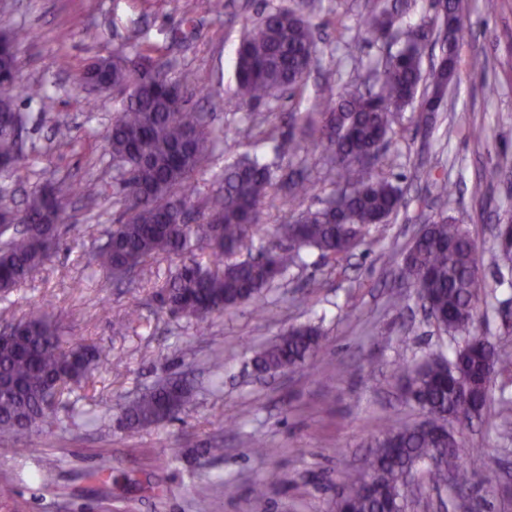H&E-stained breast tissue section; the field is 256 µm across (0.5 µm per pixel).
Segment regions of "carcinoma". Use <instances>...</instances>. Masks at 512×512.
Returning <instances> with one entry per match:
<instances>
[{"mask_svg": "<svg viewBox=\"0 0 512 512\" xmlns=\"http://www.w3.org/2000/svg\"><path fill=\"white\" fill-rule=\"evenodd\" d=\"M180 15L171 28L173 41L192 36L197 0H172ZM322 0H306L303 10L289 6L271 9L246 29L235 54V90L225 105L257 110L285 95H300L304 75L319 56L312 18ZM462 0H446L448 21L440 31L449 51L448 64L429 72L422 68L428 32L405 41L384 63L371 61L366 70L380 71L367 90L347 82L338 97H328L322 109L303 117L292 116V130L270 136L278 156L297 157L320 152L329 171L344 188L321 202L288 216L276 230L279 241L265 249L260 260L226 262L245 240L261 229L260 205L275 202L271 190L279 179L278 167L258 155L246 154L224 167L219 187L208 199L202 223H181L190 209L191 182L214 152L219 134L210 117L186 107L187 92H202L205 79L191 70L178 79L153 67L152 54L162 48L137 46L138 61L116 53L97 58L83 72L85 84L112 89L125 96L124 108L101 134L112 155L116 202L124 220L106 228L107 240L89 251L88 264L115 276H124L158 256L190 258L182 263L157 292L160 307L170 315L203 321L241 304L262 307L264 292L290 268L302 263L300 250L314 248L324 257L350 253L370 232L404 205L402 188L380 176L376 165L381 149L393 143L400 112L415 104L425 115L436 111L457 68ZM399 9L394 3L373 8L363 19L365 41L389 42L396 31ZM18 29L0 36V84L8 95L0 98V170L10 171L18 155L19 139L11 127L22 130L30 117L15 111L18 96L44 97L43 88L18 81L15 46L28 39ZM372 157L368 167L355 161ZM83 197L78 184L67 189L33 191L20 209L26 229L20 231L0 213V293L8 294L28 280L48 255L62 243L59 225L69 223V197ZM208 248L212 260L204 265L195 252ZM477 247L469 230L444 216L424 225L422 236L407 250L400 275L418 295L432 303L438 328L462 335L453 358L432 353L415 366L397 365L389 378L424 415L418 424H393L369 442L366 469L349 475L334 501L335 512H407L405 489L421 467L436 490L461 495L469 486L470 471L463 463L464 449L450 428L469 408L484 412L489 387L497 371L512 370V350L492 341L478 347L474 340L477 300L489 283L481 275ZM0 332V445L14 444L25 433L47 423L54 408L73 387L96 370L117 367L112 348L86 344L67 336L54 309L38 307ZM322 333L313 325L292 326L256 352L262 372L295 367L318 354ZM190 389L171 381L124 406L125 419L138 429L175 416L188 404Z\"/></svg>", "mask_w": 512, "mask_h": 512, "instance_id": "obj_1", "label": "carcinoma"}]
</instances>
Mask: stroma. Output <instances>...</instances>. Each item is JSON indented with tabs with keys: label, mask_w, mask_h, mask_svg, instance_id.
Returning <instances> with one entry per match:
<instances>
[{
	"label": "stroma",
	"mask_w": 512,
	"mask_h": 512,
	"mask_svg": "<svg viewBox=\"0 0 512 512\" xmlns=\"http://www.w3.org/2000/svg\"><path fill=\"white\" fill-rule=\"evenodd\" d=\"M222 2L215 9L201 0L194 39L157 59L168 77L190 68L209 78L207 91L187 102L211 112L221 136L196 177L198 211L225 166L254 152L275 157L263 131H287L290 113L316 111L353 77L358 61L386 54L359 33L368 0H323L315 19L320 61L303 95L271 103L254 124L241 112H214L211 103L235 87L233 61L246 24L283 0ZM177 21L171 0H0V31L30 33L17 48L20 81L47 85L50 95L17 102L18 111L37 120L21 134L12 173L0 175V201L18 210L31 191L62 181L89 192L74 204L62 245L33 279L0 296V325L48 304L70 336L110 346L123 364L117 372H94L64 397L47 424L21 438L24 455L0 447V512H333L336 491L362 465L368 441L393 421L423 418L389 380L391 364L448 355L456 346L398 276L414 236L439 213L469 229L491 285L479 301L477 332L512 348V269L501 266L493 239L494 225L512 217V0H498L493 12L484 0H467L445 107L426 127L417 113L402 112L377 171L403 188L405 207L345 260L306 251L303 265L266 291L265 312L243 304L200 324L170 316L155 299L177 259L149 260L129 283L87 262L92 237L122 216L108 198L115 190L112 160L100 135L123 98L82 89L83 68L117 52L135 58L137 43L163 42ZM84 25L98 29V40H84ZM477 53L487 60L485 70L470 67ZM63 55L65 68L58 64ZM490 85L495 94H487ZM475 126L484 127L485 139L471 138ZM278 160L281 174L313 185L294 209L318 207L335 190L320 155ZM492 169L499 177L485 196L472 195ZM443 181L453 189L445 200L437 195ZM133 304L141 319L130 326L116 313ZM308 323L324 333L317 357L271 376L254 372L261 346ZM217 356L224 359L219 369L212 366ZM171 377L189 382L190 404L174 418L129 429L122 406ZM461 438L474 473L471 489L447 511L426 479H418L408 490L407 512H512V372L495 374L487 413L462 427ZM257 439L275 448V456L259 455L252 446ZM212 448L221 456H209ZM257 483L267 489L260 500L251 493Z\"/></svg>",
	"instance_id": "1"
}]
</instances>
